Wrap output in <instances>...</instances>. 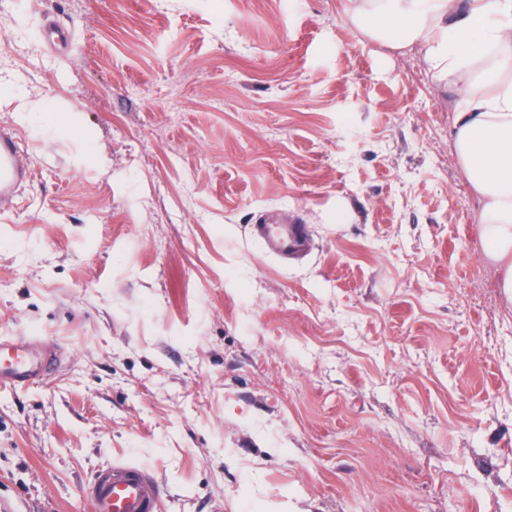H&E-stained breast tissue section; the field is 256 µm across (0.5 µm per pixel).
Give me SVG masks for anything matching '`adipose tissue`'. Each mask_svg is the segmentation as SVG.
I'll return each mask as SVG.
<instances>
[{"label": "adipose tissue", "mask_w": 512, "mask_h": 512, "mask_svg": "<svg viewBox=\"0 0 512 512\" xmlns=\"http://www.w3.org/2000/svg\"><path fill=\"white\" fill-rule=\"evenodd\" d=\"M377 40L423 43L460 96L452 138L480 205L477 231L512 313V0H351Z\"/></svg>", "instance_id": "ef3b65f1"}]
</instances>
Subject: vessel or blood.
Wrapping results in <instances>:
<instances>
[{
	"label": "vessel or blood",
	"instance_id": "vessel-or-blood-1",
	"mask_svg": "<svg viewBox=\"0 0 512 512\" xmlns=\"http://www.w3.org/2000/svg\"><path fill=\"white\" fill-rule=\"evenodd\" d=\"M24 176L17 142L0 136V205H10ZM266 256L288 261L308 252L311 232L300 219L274 211L250 228ZM61 354L40 336H0V387L25 389L57 372ZM91 512H159L162 487L149 468L115 460L98 470L85 489Z\"/></svg>",
	"mask_w": 512,
	"mask_h": 512
}]
</instances>
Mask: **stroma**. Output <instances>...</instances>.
Wrapping results in <instances>:
<instances>
[{"label":"stroma","instance_id":"stroma-1","mask_svg":"<svg viewBox=\"0 0 512 512\" xmlns=\"http://www.w3.org/2000/svg\"><path fill=\"white\" fill-rule=\"evenodd\" d=\"M0 79L66 115L0 101V334L67 355L0 387V502L90 512L122 457L161 512H512V316L422 46L349 0H0ZM58 110V104L53 100H43L37 104H31L25 99H18L15 112L23 122L39 121L46 126H51L55 122V112ZM24 176L17 142L9 135L0 136V205L13 202L16 189ZM270 213L259 224H251L250 228L252 238L259 242L263 253L288 261L308 252L312 241L309 225L301 224L299 216L288 221V211Z\"/></svg>","mask_w":512,"mask_h":512}]
</instances>
